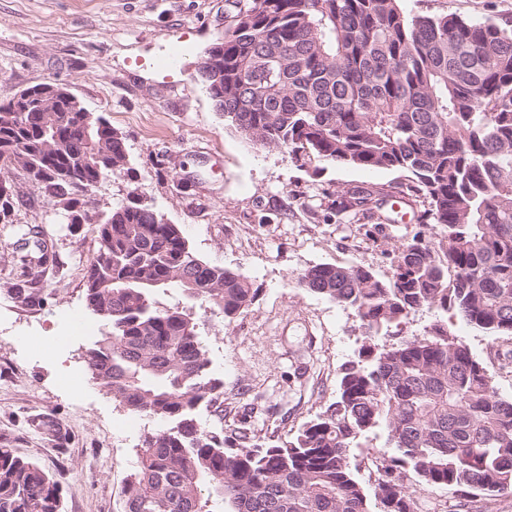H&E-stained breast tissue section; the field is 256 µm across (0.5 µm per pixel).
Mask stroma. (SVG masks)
<instances>
[{
	"label": "stroma",
	"instance_id": "1",
	"mask_svg": "<svg viewBox=\"0 0 512 512\" xmlns=\"http://www.w3.org/2000/svg\"><path fill=\"white\" fill-rule=\"evenodd\" d=\"M421 15L512 24V0H405ZM224 34V0H0V103L40 83H61L123 134L128 171L103 180L90 212L105 216L135 192L172 224L193 252L242 272L257 288L252 305L230 320L206 315V350L223 384L224 415L200 410L212 428H247L279 443L333 403L343 367L363 330L355 312L298 287L320 264L392 272L391 251L416 221L349 223L348 190L398 186L401 173L298 166L288 154L253 145L224 122L194 79L205 47ZM11 221L0 223V448L36 461L58 482L63 512H123V488L142 432L159 428L129 411L94 379L66 384L84 368L92 337L63 345L64 322L79 314L104 333L85 305L86 271L98 243L90 225L67 226L44 185L21 171L5 177ZM39 227L54 260L25 273L18 227ZM34 276L35 298L16 287ZM444 321L488 369L500 397L512 398V371L499 357L512 338L490 336L453 313L423 309L395 328L393 340ZM53 339L49 351L30 337Z\"/></svg>",
	"mask_w": 512,
	"mask_h": 512
}]
</instances>
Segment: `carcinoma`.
Here are the masks:
<instances>
[{"instance_id":"obj_1","label":"carcinoma","mask_w":512,"mask_h":512,"mask_svg":"<svg viewBox=\"0 0 512 512\" xmlns=\"http://www.w3.org/2000/svg\"><path fill=\"white\" fill-rule=\"evenodd\" d=\"M403 0H224V37L197 63L224 120L254 145L306 166L406 174L422 207L417 231L393 249L387 279L361 265L323 264L296 283L353 309L364 328L335 402L281 444L245 429L206 427L224 412L197 309L233 318L257 290L237 270L196 257L179 225L135 194L94 226L99 248L85 302L107 328L85 351L94 380L133 414L166 423L142 436L124 512H414L408 475L448 486L466 507L512 490V400L487 368L435 323L422 336L377 343L424 309L453 311L491 336L512 335V26L455 15H413ZM45 85L0 103V172L44 184L69 224H90L99 178L128 162L123 135L100 113L56 100ZM63 158L46 160L55 137ZM87 157L81 169L76 162ZM351 219H372L394 191L348 192ZM25 268L48 261L27 232ZM179 288L193 305H166ZM391 448L369 499L349 448ZM0 512H62L57 482L0 448Z\"/></svg>"}]
</instances>
